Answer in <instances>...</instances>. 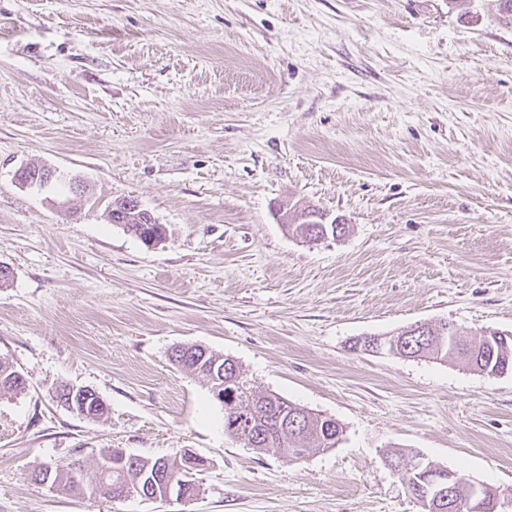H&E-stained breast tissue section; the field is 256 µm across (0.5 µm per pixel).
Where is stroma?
<instances>
[{"label": "stroma", "mask_w": 512, "mask_h": 512, "mask_svg": "<svg viewBox=\"0 0 512 512\" xmlns=\"http://www.w3.org/2000/svg\"><path fill=\"white\" fill-rule=\"evenodd\" d=\"M27 164L85 185L20 188ZM132 197L167 228L108 223ZM347 226L311 246L287 201ZM0 512H423L417 450L512 512V372L353 350L446 320L512 333V22L496 0H0ZM336 419L299 460L224 434L178 345ZM96 391L92 421L58 403ZM207 460L193 501L66 495L105 449ZM20 374L7 361L0 360V394H20L26 388V382L23 378L22 382H18L16 376ZM21 375V374H20Z\"/></svg>", "instance_id": "35a3bbf8"}]
</instances>
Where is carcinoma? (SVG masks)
I'll list each match as a JSON object with an SVG mask.
<instances>
[{
	"mask_svg": "<svg viewBox=\"0 0 512 512\" xmlns=\"http://www.w3.org/2000/svg\"><path fill=\"white\" fill-rule=\"evenodd\" d=\"M316 212V208L303 205L299 224L288 227L296 233L304 228L308 232L337 234L344 236L346 225L313 224L309 215ZM407 345L409 349L405 354L410 358H428L443 361L448 358L463 362L471 370L485 375L491 373L504 374L512 372V336L474 334L471 338L464 337L455 341L448 336V322L441 321L428 331L424 337L410 336ZM195 346H178L171 353V360L178 363V367L186 370L193 376L203 379L209 391H214L217 379L223 377L235 378L236 390L235 412L224 411V435L252 448L259 453L280 454L288 453L293 459H299L298 449L305 451L325 450L334 448L342 439L343 428L333 418L312 413L306 408L290 400L272 393H258L251 383L244 377L238 363L227 356L212 350L208 351L205 363L215 368L211 373L196 366L194 353ZM18 372L7 361L0 360V394H20L26 388V382L17 381ZM266 409L284 420L296 421L298 433L279 434L276 430L260 431L257 426H248L249 415L247 410L251 407ZM74 411L87 419L100 420L108 414L106 403L94 397L74 396ZM163 459L144 458L128 454L119 456V451L112 449L100 453L97 461V476L91 482L83 479V466L80 460L75 459L55 466L43 465L32 472V478L40 483L49 482L51 486L66 493L82 494L90 499L97 497L111 498L117 492H142L152 490L159 477ZM170 472L177 477L180 483L179 491L184 499L191 501L199 493L193 475L202 470L206 459L195 452H184L177 458H167Z\"/></svg>",
	"mask_w": 512,
	"mask_h": 512,
	"instance_id": "1",
	"label": "carcinoma"
}]
</instances>
